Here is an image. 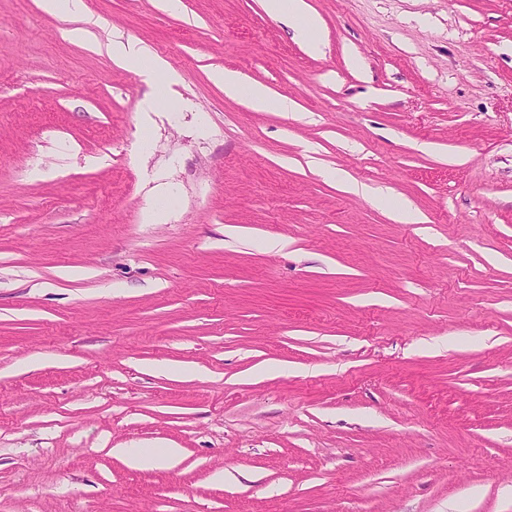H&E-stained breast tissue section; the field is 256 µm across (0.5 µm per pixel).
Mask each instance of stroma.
<instances>
[{"mask_svg":"<svg viewBox=\"0 0 512 512\" xmlns=\"http://www.w3.org/2000/svg\"><path fill=\"white\" fill-rule=\"evenodd\" d=\"M306 2L0 0V512H512V0ZM264 6L271 16L288 19L295 34L307 40L312 48H316L315 35L318 29V20L308 13L305 0H264ZM298 18L306 19V24L303 27L292 25L293 19ZM112 54L118 57L129 69L153 80L157 75L163 74L168 83L174 79V74L168 69L167 62L157 55L144 52L131 44H112ZM214 79L224 85V91L229 96H236L240 93L246 94L254 106L259 109L274 108L281 112H290L293 108L287 99H272L266 88L260 84L245 87L238 76L230 71H218ZM129 466L137 469L141 468H172L178 463L180 451L176 448H167L165 452L158 456H148L131 448L119 449Z\"/></svg>","mask_w":512,"mask_h":512,"instance_id":"stroma-1","label":"stroma"}]
</instances>
